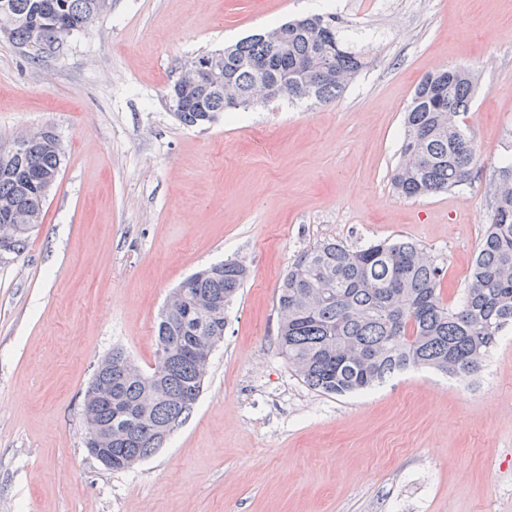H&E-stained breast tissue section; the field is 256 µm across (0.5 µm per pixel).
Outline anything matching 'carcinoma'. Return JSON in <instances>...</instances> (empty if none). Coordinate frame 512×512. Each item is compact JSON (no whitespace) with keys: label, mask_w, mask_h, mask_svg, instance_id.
Masks as SVG:
<instances>
[{"label":"carcinoma","mask_w":512,"mask_h":512,"mask_svg":"<svg viewBox=\"0 0 512 512\" xmlns=\"http://www.w3.org/2000/svg\"><path fill=\"white\" fill-rule=\"evenodd\" d=\"M109 0H0V40L28 46L32 61L60 53L64 40L90 28ZM274 39L245 37L224 48L207 89L166 98L188 127L212 125L224 116V88L250 105L253 85L288 79L294 102L336 98L366 67L320 15L286 21ZM477 88L461 67L423 78L404 112V138L391 171L394 190L420 198L461 188L473 178L477 151L461 121ZM23 153L0 152V236L12 258L21 256L42 223L47 198L42 183L57 177L65 153L56 134L41 128L19 133ZM491 223L482 235L454 306L442 294L443 273L410 241H379L349 248L325 240L288 267L276 298L277 339L295 375L310 389L343 396L366 390L402 372L433 369L461 381L477 374L498 336L512 326V157L493 171ZM249 276L240 260L203 268L183 281L172 313L159 320L157 363L140 368L121 348L105 356L110 404L92 420L112 429V470L146 459L163 445V433L181 426L201 394L208 369L203 352L224 337L225 307Z\"/></svg>","instance_id":"1"}]
</instances>
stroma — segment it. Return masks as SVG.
I'll return each mask as SVG.
<instances>
[{
  "label": "stroma",
  "mask_w": 512,
  "mask_h": 512,
  "mask_svg": "<svg viewBox=\"0 0 512 512\" xmlns=\"http://www.w3.org/2000/svg\"><path fill=\"white\" fill-rule=\"evenodd\" d=\"M313 14L367 62L336 101L175 120L183 63ZM460 66L479 73L477 173L400 196L414 89ZM41 127L65 162L27 250L0 265V512H512V327L474 378L410 371L349 396L309 389L276 341L281 279L325 239L415 242L459 298L512 153V0H112L59 57L0 45V139ZM226 259L249 277L188 419L105 469L84 448L97 363L119 347L154 367L168 297Z\"/></svg>",
  "instance_id": "obj_1"
}]
</instances>
